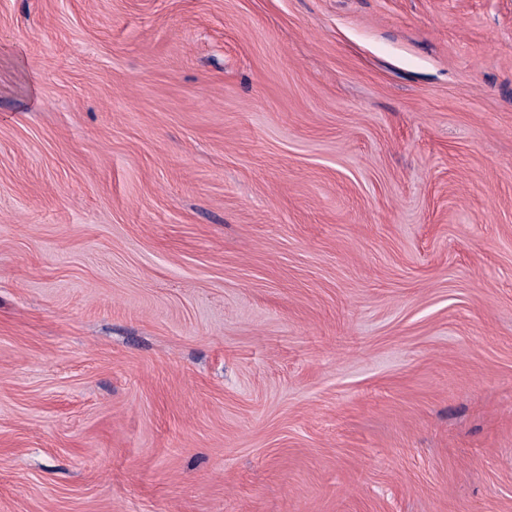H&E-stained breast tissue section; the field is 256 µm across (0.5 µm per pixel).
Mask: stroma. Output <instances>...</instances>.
<instances>
[{
    "instance_id": "obj_1",
    "label": "stroma",
    "mask_w": 512,
    "mask_h": 512,
    "mask_svg": "<svg viewBox=\"0 0 512 512\" xmlns=\"http://www.w3.org/2000/svg\"><path fill=\"white\" fill-rule=\"evenodd\" d=\"M0 512H512V0H0Z\"/></svg>"
}]
</instances>
